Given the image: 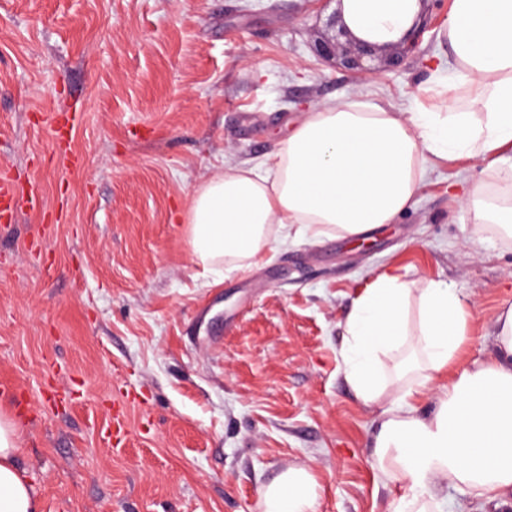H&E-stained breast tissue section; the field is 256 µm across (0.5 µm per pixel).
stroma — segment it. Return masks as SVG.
I'll use <instances>...</instances> for the list:
<instances>
[{"instance_id": "obj_1", "label": "stroma", "mask_w": 512, "mask_h": 512, "mask_svg": "<svg viewBox=\"0 0 512 512\" xmlns=\"http://www.w3.org/2000/svg\"><path fill=\"white\" fill-rule=\"evenodd\" d=\"M451 4L370 77L315 55L324 0H0V168L37 199L0 222V414L43 512H261V486L291 467L313 474L316 512L409 495L372 454L379 410L345 380L342 323L380 273L446 281L472 313L449 372L483 362L512 306V238L490 224L466 246L448 187L505 201L512 186L438 160L394 223L274 245L218 282L182 228L195 184L264 159L318 106L438 110ZM74 111L72 168L49 118Z\"/></svg>"}]
</instances>
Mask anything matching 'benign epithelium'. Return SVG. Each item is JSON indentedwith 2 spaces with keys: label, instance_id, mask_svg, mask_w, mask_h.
Here are the masks:
<instances>
[{
  "label": "benign epithelium",
  "instance_id": "7a95c632",
  "mask_svg": "<svg viewBox=\"0 0 512 512\" xmlns=\"http://www.w3.org/2000/svg\"><path fill=\"white\" fill-rule=\"evenodd\" d=\"M335 4L325 18L319 20L314 48L324 60L337 61L344 67L367 74H379L400 63L401 53L414 49L421 34L432 23L436 0H418L419 11L411 26L396 42L378 43L356 35L344 17V0H324Z\"/></svg>",
  "mask_w": 512,
  "mask_h": 512
}]
</instances>
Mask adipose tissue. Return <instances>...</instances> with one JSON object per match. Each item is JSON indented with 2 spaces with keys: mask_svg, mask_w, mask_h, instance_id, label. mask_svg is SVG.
<instances>
[{
  "mask_svg": "<svg viewBox=\"0 0 512 512\" xmlns=\"http://www.w3.org/2000/svg\"><path fill=\"white\" fill-rule=\"evenodd\" d=\"M416 0H345V17L377 40L397 39ZM453 74H438L442 107L394 112L343 101L314 109L275 152L253 166L225 164L191 192L184 231L194 261L220 274L247 271L272 244L337 232L355 237L392 223L413 202L434 159L465 157L512 179V0H453L448 31ZM473 105L456 104L461 86ZM472 215L470 241L487 225L512 236V205L489 198L482 183L460 198ZM471 318L463 293L444 281L421 292L390 273L376 276L344 322V374L364 405L381 408L373 455L388 475L408 482L397 512H433L440 488L473 490L512 503V308L497 318L483 365L448 376ZM403 350L387 374L379 354ZM433 391L431 408L419 395ZM14 421L0 414V512H42L25 470ZM316 482L288 469L259 491L262 512H315Z\"/></svg>",
  "mask_w": 512,
  "mask_h": 512,
  "instance_id": "1",
  "label": "adipose tissue"
}]
</instances>
